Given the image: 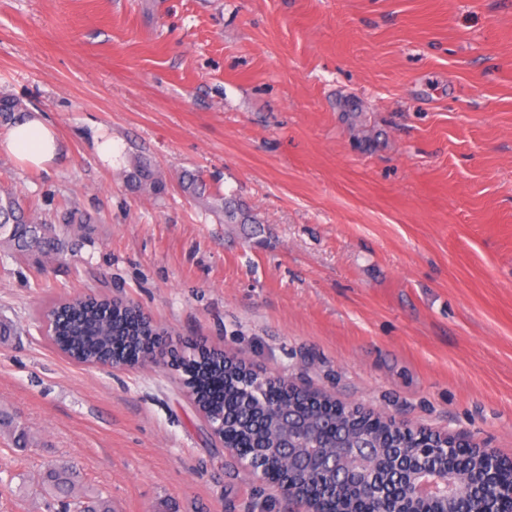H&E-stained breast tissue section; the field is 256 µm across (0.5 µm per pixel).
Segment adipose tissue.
<instances>
[{
    "instance_id": "adipose-tissue-1",
    "label": "adipose tissue",
    "mask_w": 512,
    "mask_h": 512,
    "mask_svg": "<svg viewBox=\"0 0 512 512\" xmlns=\"http://www.w3.org/2000/svg\"><path fill=\"white\" fill-rule=\"evenodd\" d=\"M0 148L37 168L45 167L59 153L53 129L37 116L27 117L11 127L0 139Z\"/></svg>"
}]
</instances>
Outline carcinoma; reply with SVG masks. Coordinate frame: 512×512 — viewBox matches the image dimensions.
<instances>
[{
  "instance_id": "1",
  "label": "carcinoma",
  "mask_w": 512,
  "mask_h": 512,
  "mask_svg": "<svg viewBox=\"0 0 512 512\" xmlns=\"http://www.w3.org/2000/svg\"><path fill=\"white\" fill-rule=\"evenodd\" d=\"M21 111L18 100L0 96V124L14 123ZM127 178L139 191L160 195L166 189L164 181L148 163L136 165ZM181 187L193 198L203 201L209 198L207 185L198 174H185ZM216 204L224 213L226 224L256 223L251 212L232 197L218 199ZM92 224V217L77 207L57 212L52 222L47 223L28 214L16 192H0V248L14 256L44 262L67 250L72 237L89 233ZM45 319L50 343L65 356L84 364L100 360L127 361L134 355L142 360L153 354L161 335L160 328L138 306L104 296L55 302L46 311ZM175 363L183 369L191 368L185 387L206 420L222 424L223 438L246 448L268 449L264 463L275 465L277 458L270 449L280 447V417L269 412L263 401L248 397L251 372L239 362L224 359V352L217 349L177 355ZM314 406L321 408L324 417L320 439L325 442L361 431L371 437L377 455H386L394 448L412 443L411 433L383 418L353 412L330 395H298L291 400L295 414ZM2 434L22 450L39 447L37 436L0 408ZM434 464L462 481L471 479L485 467L483 458L454 448L440 451ZM41 482L56 503L74 512H113L108 494L101 489L84 493L79 474L66 465L48 469Z\"/></svg>"
}]
</instances>
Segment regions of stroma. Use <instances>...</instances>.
<instances>
[{"mask_svg":"<svg viewBox=\"0 0 512 512\" xmlns=\"http://www.w3.org/2000/svg\"><path fill=\"white\" fill-rule=\"evenodd\" d=\"M0 95L60 141L0 149V190L95 219L42 266L0 251V404L43 439L0 438V512H52L12 476L55 463L114 512H297L211 435L169 359L193 347L512 458V0H0ZM84 295L168 357L60 354L42 315ZM0 147L22 163L43 168L59 153L54 130L38 116H29L11 127ZM128 182L139 191L149 190L155 195H161L166 189L162 179H159L151 164L139 162L128 175ZM217 208L224 213V221L228 224H253L256 218L251 212L232 197L216 199Z\"/></svg>","mask_w":512,"mask_h":512,"instance_id":"stroma-1","label":"stroma"}]
</instances>
